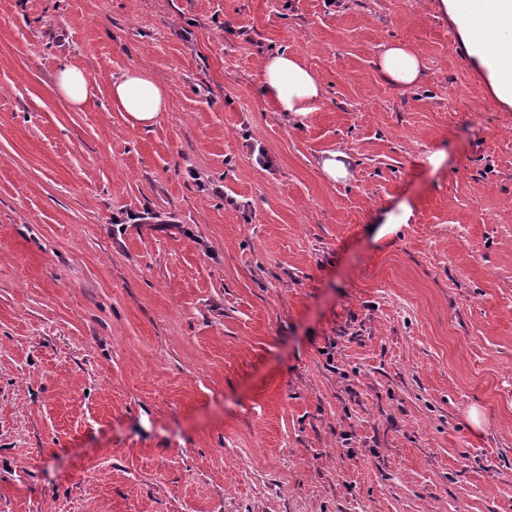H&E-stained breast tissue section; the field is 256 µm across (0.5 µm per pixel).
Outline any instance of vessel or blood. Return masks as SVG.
I'll use <instances>...</instances> for the list:
<instances>
[{
	"mask_svg": "<svg viewBox=\"0 0 512 512\" xmlns=\"http://www.w3.org/2000/svg\"><path fill=\"white\" fill-rule=\"evenodd\" d=\"M456 8L467 21L474 39L505 86L512 89V57L497 55L495 44L512 31V0H456Z\"/></svg>",
	"mask_w": 512,
	"mask_h": 512,
	"instance_id": "b4317fda",
	"label": "vessel or blood"
}]
</instances>
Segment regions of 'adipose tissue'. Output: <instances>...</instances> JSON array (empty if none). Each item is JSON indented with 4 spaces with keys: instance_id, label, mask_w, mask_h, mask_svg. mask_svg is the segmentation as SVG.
I'll return each instance as SVG.
<instances>
[{
    "instance_id": "1",
    "label": "adipose tissue",
    "mask_w": 512,
    "mask_h": 512,
    "mask_svg": "<svg viewBox=\"0 0 512 512\" xmlns=\"http://www.w3.org/2000/svg\"><path fill=\"white\" fill-rule=\"evenodd\" d=\"M375 68L382 81L398 89L417 87L424 79L420 54L402 43L386 46ZM260 81L263 95L278 111L291 117L308 114L324 93L322 82L292 52L267 55L262 61ZM111 98L131 127L145 129L167 109L169 92L149 71L133 68L113 79Z\"/></svg>"
}]
</instances>
